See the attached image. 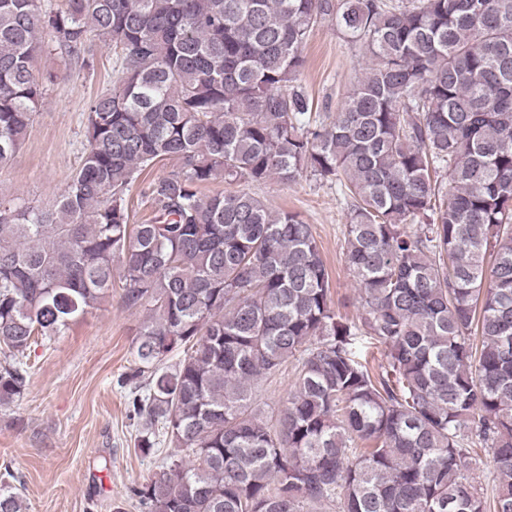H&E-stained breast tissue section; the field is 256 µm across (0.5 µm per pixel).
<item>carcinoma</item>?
Segmentation results:
<instances>
[{
    "label": "carcinoma",
    "mask_w": 512,
    "mask_h": 512,
    "mask_svg": "<svg viewBox=\"0 0 512 512\" xmlns=\"http://www.w3.org/2000/svg\"><path fill=\"white\" fill-rule=\"evenodd\" d=\"M327 21L369 57L314 118L302 52ZM95 40L112 88L79 167L41 205L0 197V406L27 390V351L118 287L149 311L118 380L136 447L174 448L130 487L144 512H486L484 452L512 512V0H0V166L56 81L36 58L92 75ZM171 157L130 223L129 192ZM305 170L347 205L355 321L297 213L200 192ZM289 362L272 422L255 382ZM0 512H25L10 485Z\"/></svg>",
    "instance_id": "1"
}]
</instances>
